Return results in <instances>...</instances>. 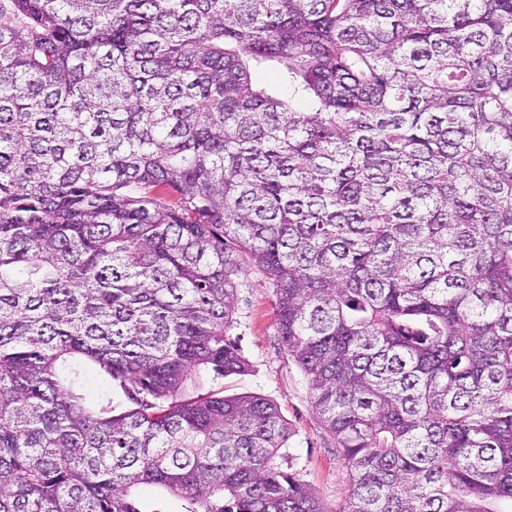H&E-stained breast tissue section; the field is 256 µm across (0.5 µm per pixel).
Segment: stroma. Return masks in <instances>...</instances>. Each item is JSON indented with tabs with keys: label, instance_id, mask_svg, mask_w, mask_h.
Returning <instances> with one entry per match:
<instances>
[{
	"label": "stroma",
	"instance_id": "obj_1",
	"mask_svg": "<svg viewBox=\"0 0 512 512\" xmlns=\"http://www.w3.org/2000/svg\"><path fill=\"white\" fill-rule=\"evenodd\" d=\"M238 281L232 334L250 369L219 379L218 384L225 394H259L278 405L292 430L289 447L294 468L325 504L337 505L348 490V473L315 411L304 372L277 334L273 290L253 268H245Z\"/></svg>",
	"mask_w": 512,
	"mask_h": 512
}]
</instances>
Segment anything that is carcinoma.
Masks as SVG:
<instances>
[{
  "label": "carcinoma",
  "instance_id": "carcinoma-1",
  "mask_svg": "<svg viewBox=\"0 0 512 512\" xmlns=\"http://www.w3.org/2000/svg\"><path fill=\"white\" fill-rule=\"evenodd\" d=\"M0 15V512L512 503V0ZM246 266L349 470L334 508L273 401L207 387L249 370ZM144 510L158 509L162 512H184V501L180 496L158 487L145 486L139 490Z\"/></svg>",
  "mask_w": 512,
  "mask_h": 512
}]
</instances>
